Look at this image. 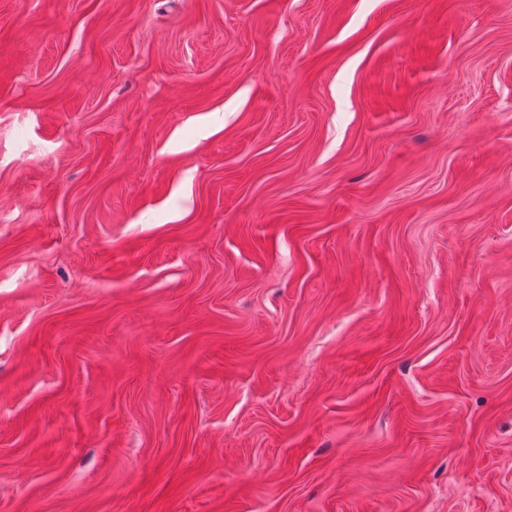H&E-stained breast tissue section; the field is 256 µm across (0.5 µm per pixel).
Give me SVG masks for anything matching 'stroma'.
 <instances>
[{"instance_id": "obj_1", "label": "stroma", "mask_w": 512, "mask_h": 512, "mask_svg": "<svg viewBox=\"0 0 512 512\" xmlns=\"http://www.w3.org/2000/svg\"><path fill=\"white\" fill-rule=\"evenodd\" d=\"M0 512H512V0H0Z\"/></svg>"}]
</instances>
